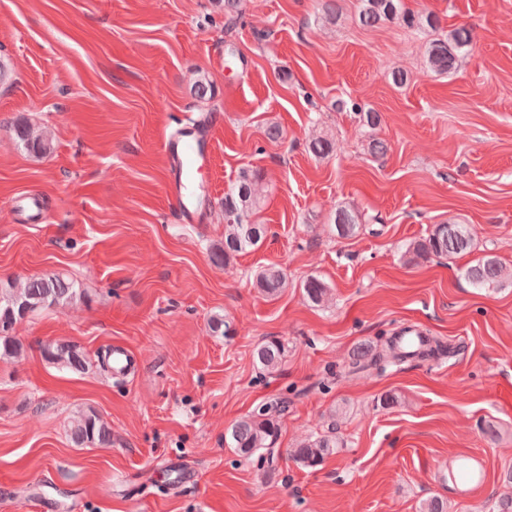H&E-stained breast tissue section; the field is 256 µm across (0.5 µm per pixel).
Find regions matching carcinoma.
<instances>
[{"label": "carcinoma", "mask_w": 512, "mask_h": 512, "mask_svg": "<svg viewBox=\"0 0 512 512\" xmlns=\"http://www.w3.org/2000/svg\"><path fill=\"white\" fill-rule=\"evenodd\" d=\"M358 21L365 27L402 21L409 26L435 32L440 29V19L433 14H415L405 7L404 0H361ZM473 44L472 30L458 26L448 34L432 39L428 44L429 68L440 75L455 69L459 54ZM15 136L30 154L43 155L51 149L50 140L27 124L15 128ZM264 176L257 169L244 168L237 180L224 194V246L213 250L209 259L219 268L225 267L240 253L256 247L266 236L267 227L257 224L251 217L262 207ZM336 235L349 238L360 229L359 215L339 208L334 218ZM473 238L466 224H436L429 235L413 248L424 257L452 258L471 250ZM464 277L476 287H502L512 282V269L503 267L493 254H486L475 264L466 267ZM256 284L266 294L274 296L286 286L284 274L276 268L258 273ZM308 300L320 304L327 295L325 284L310 278L304 284ZM79 295L74 282L60 275L32 277L23 285L0 281V359H15L22 345L13 336L15 326L29 315L43 309L71 303ZM404 328L385 340L384 347L375 353L365 350L348 364V373H363L369 367L385 370L398 367L409 357L434 358L448 351V346L435 336L409 335ZM45 360L72 371L82 372L89 364L85 353L68 343L48 344L43 348ZM284 356V346L278 340H268L255 351L259 365L266 370L278 367ZM278 421L270 408L264 407L249 417L236 422L230 431L232 447L243 455H250L259 448H269L276 440ZM71 437L78 447L104 446L112 443V430L94 413L80 414L74 419ZM335 432L317 436L294 449V459L305 467H316L337 447Z\"/></svg>", "instance_id": "carcinoma-1"}]
</instances>
